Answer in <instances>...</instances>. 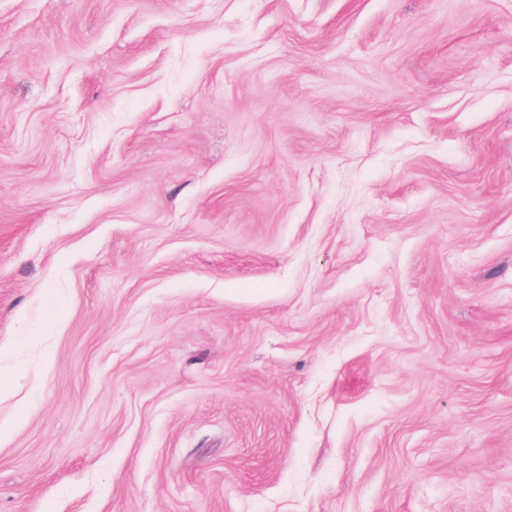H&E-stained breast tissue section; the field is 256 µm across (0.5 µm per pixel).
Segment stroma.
I'll use <instances>...</instances> for the list:
<instances>
[{
  "instance_id": "1",
  "label": "stroma",
  "mask_w": 512,
  "mask_h": 512,
  "mask_svg": "<svg viewBox=\"0 0 512 512\" xmlns=\"http://www.w3.org/2000/svg\"><path fill=\"white\" fill-rule=\"evenodd\" d=\"M0 512H512V0H0Z\"/></svg>"
}]
</instances>
